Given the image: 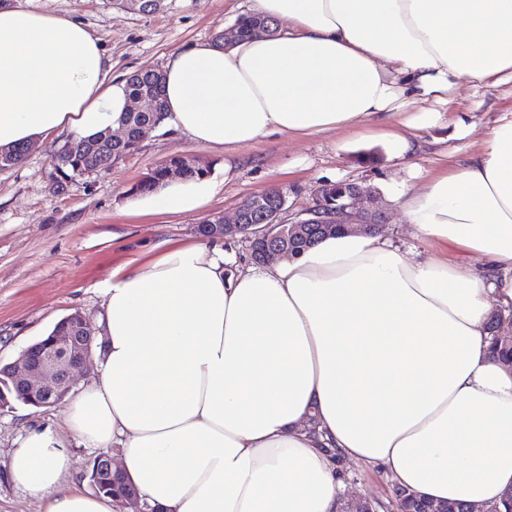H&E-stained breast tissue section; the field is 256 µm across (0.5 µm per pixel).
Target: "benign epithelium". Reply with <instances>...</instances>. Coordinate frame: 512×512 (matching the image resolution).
<instances>
[{"mask_svg":"<svg viewBox=\"0 0 512 512\" xmlns=\"http://www.w3.org/2000/svg\"><path fill=\"white\" fill-rule=\"evenodd\" d=\"M154 107L155 99L149 93L131 98L133 112H151ZM378 199L379 193L369 185L346 180L326 182L316 190L304 217L287 223L282 220L287 193L280 188L274 195L265 190L244 200L230 217L214 215L209 229L226 240L239 236L247 239L255 260L264 263L295 256L293 248L283 241L308 231L327 235L340 229L356 234L376 232L385 221ZM94 343L86 317L80 312L71 313L59 320L45 339L6 365L0 375L12 382L17 396L32 399L41 407L59 405L92 365ZM94 479L101 491L118 488L119 474L112 472V455L98 457Z\"/></svg>","mask_w":512,"mask_h":512,"instance_id":"7a95c632","label":"benign epithelium"}]
</instances>
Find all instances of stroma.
I'll return each instance as SVG.
<instances>
[{
  "label": "stroma",
  "mask_w": 512,
  "mask_h": 512,
  "mask_svg": "<svg viewBox=\"0 0 512 512\" xmlns=\"http://www.w3.org/2000/svg\"><path fill=\"white\" fill-rule=\"evenodd\" d=\"M38 12L78 20L98 37L112 61V74L126 78L140 69L161 68L173 51L212 41L246 13L248 0H165L154 14L118 13L107 0H4ZM512 110V84L472 86L455 80L448 101H426L404 109L397 131L411 134L409 119L438 112L439 123L424 131L413 164L395 160L378 127L366 123L293 137L269 136L232 154L196 146L171 128L157 129L111 170L55 187L56 155L70 136L62 133L29 147L24 161L0 170V363L16 360L62 317L81 311L96 322L100 289L117 268L134 269L155 257L162 240L197 241L196 228L215 213L232 212L245 198L273 186L288 193L286 219L301 217L317 187L353 180L380 193L386 211L383 233L417 246L398 202L404 191L423 188L435 173L461 163L471 138L456 126L466 114L488 131L500 113ZM189 155L211 165L214 192L202 210L152 213L140 209L131 188L151 168L172 156ZM64 406L32 409L14 404L0 415V512H43V503L18 490L3 466L31 430L53 431L84 468L95 451L83 447L63 423ZM350 492L390 501L392 485L379 470L348 468Z\"/></svg>",
  "instance_id": "35a3bbf8"
}]
</instances>
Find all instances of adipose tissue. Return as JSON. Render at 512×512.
Wrapping results in <instances>:
<instances>
[{"instance_id":"1","label":"adipose tissue","mask_w":512,"mask_h":512,"mask_svg":"<svg viewBox=\"0 0 512 512\" xmlns=\"http://www.w3.org/2000/svg\"><path fill=\"white\" fill-rule=\"evenodd\" d=\"M278 30L171 52L166 124L234 151L272 134L370 119L394 155L416 140L397 110L442 99L452 79L512 82V0H252ZM83 24L0 6V151L66 131L119 128L125 81ZM402 210L424 251L341 233L239 271L231 243H158L113 271L98 318L97 370L65 422L108 448L126 502L78 489L50 430L10 455L13 484L44 512H341L348 466L438 502L487 507L512 488V368L489 323L512 314V111ZM210 181L148 196L199 210ZM480 257V268L457 255Z\"/></svg>"}]
</instances>
